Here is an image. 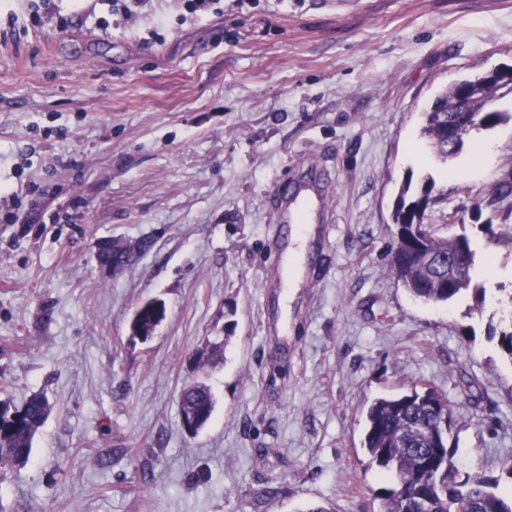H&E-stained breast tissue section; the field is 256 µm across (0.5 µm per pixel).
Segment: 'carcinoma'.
I'll return each mask as SVG.
<instances>
[{
    "label": "carcinoma",
    "mask_w": 512,
    "mask_h": 512,
    "mask_svg": "<svg viewBox=\"0 0 512 512\" xmlns=\"http://www.w3.org/2000/svg\"><path fill=\"white\" fill-rule=\"evenodd\" d=\"M457 84L441 91L424 112L421 136L431 145L438 161H448L444 127L448 110L454 108ZM483 102L477 96L470 108L478 114L475 128L492 129L512 121V112L480 113ZM433 183L411 188L402 185L391 215L395 226L388 251L391 272L413 297L444 305L473 291L476 307L486 300V289L474 283L476 250L464 234L440 235L435 225L423 223L431 203ZM512 195V178L496 185L488 205L498 211L497 199ZM137 243L115 240L99 251L102 262L112 264V256L130 262L139 252ZM505 330L499 335L502 352L512 361V317H502ZM215 397L201 383L186 385L179 395L180 414L206 408L199 427L212 418ZM51 404L41 394L31 395L20 408L0 400V480L7 471L25 465L33 439L45 424ZM453 408L447 397L432 386L411 385L408 392L376 399L366 417L363 447L378 466L393 476V485L377 492L378 512H512V488L498 490L497 480L460 470L454 450L448 448Z\"/></svg>",
    "instance_id": "1"
}]
</instances>
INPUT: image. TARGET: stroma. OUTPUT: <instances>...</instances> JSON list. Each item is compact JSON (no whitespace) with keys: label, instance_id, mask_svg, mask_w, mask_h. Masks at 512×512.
Here are the masks:
<instances>
[{"label":"stroma","instance_id":"stroma-1","mask_svg":"<svg viewBox=\"0 0 512 512\" xmlns=\"http://www.w3.org/2000/svg\"><path fill=\"white\" fill-rule=\"evenodd\" d=\"M111 3L0 0V184L26 213L0 222V399L52 405L0 512H377L366 413L416 382L452 405L460 468L512 485V249L483 236L489 211L448 222L512 172V122L472 131L491 157L444 167L420 134L438 92L512 66V0H248L204 20L149 0L109 33ZM300 154L336 194L306 244L321 280L283 292L266 195ZM429 177L426 221L471 236L482 310L389 271L399 189ZM112 239L144 250L110 270ZM153 299L165 321L130 341ZM198 377L217 404L191 434L178 397Z\"/></svg>","mask_w":512,"mask_h":512}]
</instances>
